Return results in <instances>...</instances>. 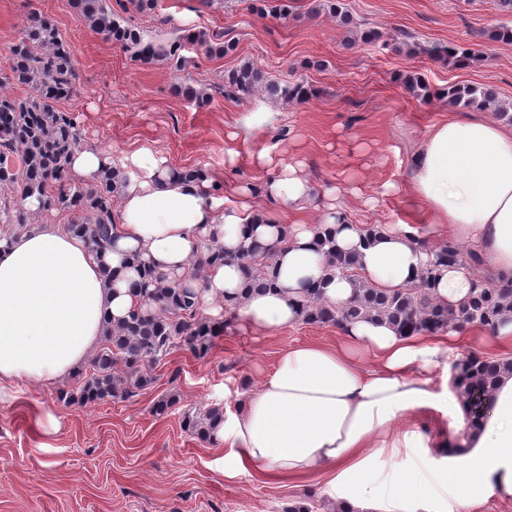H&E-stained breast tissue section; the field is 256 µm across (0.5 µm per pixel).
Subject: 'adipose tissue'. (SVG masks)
<instances>
[{
  "instance_id": "ef3b65f1",
  "label": "adipose tissue",
  "mask_w": 512,
  "mask_h": 512,
  "mask_svg": "<svg viewBox=\"0 0 512 512\" xmlns=\"http://www.w3.org/2000/svg\"><path fill=\"white\" fill-rule=\"evenodd\" d=\"M112 246L95 252L88 240L59 225L12 237L0 250V383L54 382L69 376L99 347L107 327L139 303L129 283L133 258L178 275L205 241L237 249L249 239L274 245L275 283L250 290L234 265L208 267L202 304L240 299L244 322L263 335L300 321L297 294L305 282L342 307L354 281L327 274L315 226L358 256L364 280L409 287L444 229L479 253L495 277H512V127L448 118L429 129L413 161L406 205L397 223L365 237L336 196L315 201L300 164L283 165L262 187L270 209L209 195L207 180H176L166 161L147 150L121 164ZM320 214L319 223L307 208ZM474 286L470 269L453 264L429 290L440 305L458 307ZM490 356L512 347V312L496 329L476 326L436 336H407L393 325L362 319L335 343L289 347L257 391L217 432L227 446L224 477L253 467L273 476L329 474L330 489L357 512H473L489 497L512 500V373L493 393L480 432L440 464L442 444L430 433L400 426L402 418L435 407L431 372L462 342Z\"/></svg>"
}]
</instances>
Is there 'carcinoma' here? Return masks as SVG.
<instances>
[{"label": "carcinoma", "mask_w": 512, "mask_h": 512, "mask_svg": "<svg viewBox=\"0 0 512 512\" xmlns=\"http://www.w3.org/2000/svg\"><path fill=\"white\" fill-rule=\"evenodd\" d=\"M78 18L90 25L131 57L141 62L165 61L174 69L185 63L182 51L200 46L209 57H222L233 49L222 33L199 30L170 43L144 40L131 25L116 19L107 0H73ZM261 11L288 18L293 0H262ZM319 8L336 19L348 31L360 35L368 44L379 41L373 30L342 7V0H323ZM427 53L452 67L464 66L474 53L452 46H434ZM9 74L4 80L28 89L23 98L0 95V190L7 189L21 201L34 198L38 210L66 208L86 215L85 220L66 225V229L87 238L101 252L112 244L114 230V183L117 171L111 170L101 180L86 185L73 178L68 168L72 152L80 148L82 132L72 113L58 107L62 100L76 93L77 71L73 51L58 28L35 14L17 41L8 49ZM406 90L417 98L430 96L429 86L419 77L404 79ZM259 92L287 104L302 102L308 88L302 83L281 85L265 78L250 63L241 64L224 80V96L249 98ZM448 104L458 107L495 106L501 114L507 108L498 103L493 90L479 86L453 85L446 92ZM30 210L18 206H0V242L7 243L17 233L28 229ZM318 249L326 256L331 276L356 280V299L344 308L326 302L317 286L301 289L297 304L301 320L312 325L340 327L359 319L385 320L407 335L434 336L456 325H476L495 329L503 313L512 311V279L484 277L475 283L470 297L458 310L436 304L428 288L452 262L465 261L479 269L482 262L473 252L465 253L451 240L431 251L408 288L384 289L359 279L358 260L354 254L336 252L333 236L318 230ZM207 265L235 264L254 288L273 285L272 249L252 242L235 252L212 239L204 244ZM197 273L190 270L179 279H169L143 266L142 278L130 284L132 291L147 300L144 308L133 309L127 317L107 331L102 345L89 363V369L75 372L79 385L63 394L68 401L104 402L129 398L134 390L152 383L153 377L141 367H154L166 361L175 349L198 357L206 356L224 334V321L201 314L200 296L191 281ZM123 364L136 372L132 386L114 374ZM512 372V358H487L469 352L452 362V382L457 399L466 409L469 431H476L488 417V398L498 375ZM224 422L219 406L186 412L183 425L197 438L212 443L217 428Z\"/></svg>", "instance_id": "cac0c4a2"}]
</instances>
